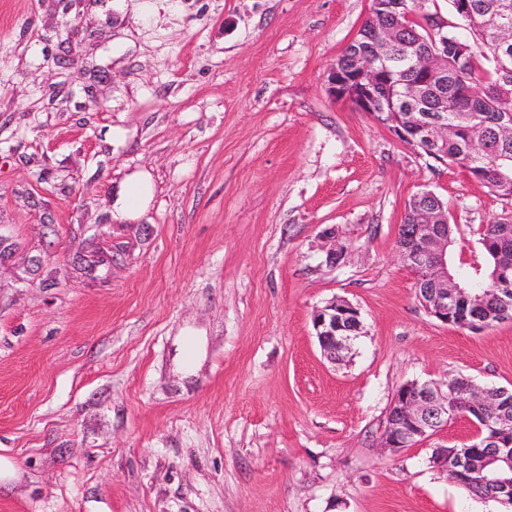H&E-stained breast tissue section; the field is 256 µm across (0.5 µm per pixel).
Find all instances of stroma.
I'll return each mask as SVG.
<instances>
[{
	"label": "stroma",
	"mask_w": 512,
	"mask_h": 512,
	"mask_svg": "<svg viewBox=\"0 0 512 512\" xmlns=\"http://www.w3.org/2000/svg\"><path fill=\"white\" fill-rule=\"evenodd\" d=\"M371 5L0 0V512H504L429 463L467 419L382 445L405 383L512 389V321L416 299L407 200L447 203L461 270L512 199L330 95ZM335 299L364 325L336 363ZM151 194L148 184L145 181L136 180L131 182L118 201L120 203V217L131 218L142 206L150 201ZM323 233L328 243L325 250L324 263L329 268H335L345 258L348 247L336 238L335 229H327ZM351 310L337 311L336 306ZM313 325L324 355L336 362L339 356L351 349L353 342L363 333V322L359 310L345 300H334L317 309L313 314ZM338 356V357H339Z\"/></svg>",
	"instance_id": "35a3bbf8"
}]
</instances>
